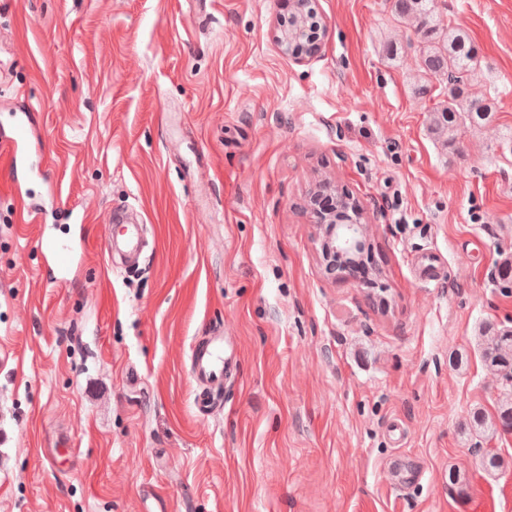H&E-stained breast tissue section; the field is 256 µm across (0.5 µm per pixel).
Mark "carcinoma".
Masks as SVG:
<instances>
[{"mask_svg": "<svg viewBox=\"0 0 512 512\" xmlns=\"http://www.w3.org/2000/svg\"><path fill=\"white\" fill-rule=\"evenodd\" d=\"M393 8L398 21L413 26L420 34L413 55L422 73L421 90H426L427 83L433 78L446 80L447 100L433 109L432 132L450 144L463 130L490 122L493 103L486 94L472 90L481 59L468 34L444 23L435 0H393ZM336 200V223L351 224L361 220L349 192L336 193ZM481 349L484 364L502 373L504 399L494 417L473 413L471 427L482 434L495 433L500 428L511 429L512 328L503 326L485 330Z\"/></svg>", "mask_w": 512, "mask_h": 512, "instance_id": "1", "label": "carcinoma"}]
</instances>
